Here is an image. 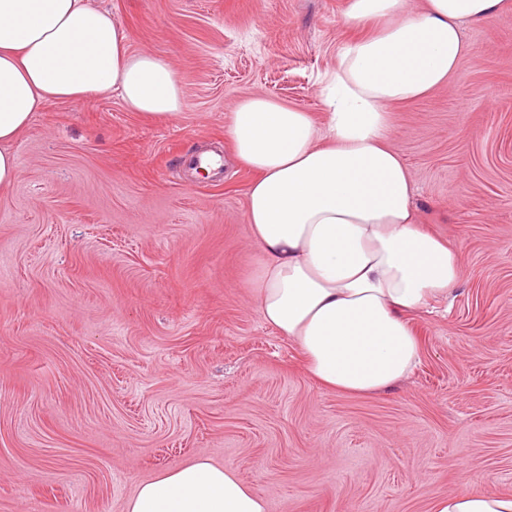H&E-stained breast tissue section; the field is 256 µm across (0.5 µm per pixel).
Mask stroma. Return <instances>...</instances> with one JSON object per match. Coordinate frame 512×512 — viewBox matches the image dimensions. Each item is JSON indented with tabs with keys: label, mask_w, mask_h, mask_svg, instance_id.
Here are the masks:
<instances>
[{
	"label": "stroma",
	"mask_w": 512,
	"mask_h": 512,
	"mask_svg": "<svg viewBox=\"0 0 512 512\" xmlns=\"http://www.w3.org/2000/svg\"><path fill=\"white\" fill-rule=\"evenodd\" d=\"M177 71L179 120L118 96L49 104L0 190V512H124L206 458L268 512H430L512 493V7L465 24L448 84L389 137L426 230L462 258L448 309L411 314L414 372L375 395L320 387L260 320L254 174L226 138L241 99L323 124L347 0H91ZM221 151L214 175L194 160Z\"/></svg>",
	"instance_id": "35a3bbf8"
}]
</instances>
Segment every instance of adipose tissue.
<instances>
[{
	"label": "adipose tissue",
	"instance_id": "adipose-tissue-1",
	"mask_svg": "<svg viewBox=\"0 0 512 512\" xmlns=\"http://www.w3.org/2000/svg\"><path fill=\"white\" fill-rule=\"evenodd\" d=\"M507 0H349L356 39L326 88L323 127L263 96L240 100L227 135L255 175L245 217L260 251L250 282L261 321L292 341L323 388L372 394L408 377L420 344L407 317L450 299L461 258L425 231L413 182L389 139L390 107L456 73L461 26ZM118 94L142 116L177 120L180 78L163 58L131 51L111 11L88 0H0V188L18 177L14 149L57 101ZM125 512H267L229 467L199 459L142 483ZM431 512H512V494L442 497Z\"/></svg>",
	"mask_w": 512,
	"mask_h": 512
}]
</instances>
